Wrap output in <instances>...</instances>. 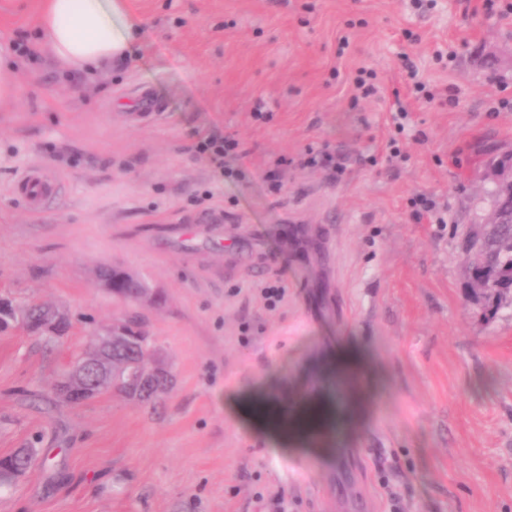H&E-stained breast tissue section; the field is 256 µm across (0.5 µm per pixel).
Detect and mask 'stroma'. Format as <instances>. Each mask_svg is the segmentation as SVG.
<instances>
[{"label": "stroma", "instance_id": "1", "mask_svg": "<svg viewBox=\"0 0 512 512\" xmlns=\"http://www.w3.org/2000/svg\"><path fill=\"white\" fill-rule=\"evenodd\" d=\"M42 4L0 0V56L20 78L0 102V298L72 327L49 342L0 332V456L38 435L51 460L0 488V512H512V304L469 299L462 248L512 155V108L497 107L512 101V13L128 0L145 22L133 55L75 79L39 48ZM405 55L434 102L403 80ZM362 68L378 91L355 102ZM398 97L411 108L399 134ZM229 135L242 153L223 166L198 153ZM310 149L338 169L305 165ZM33 169L56 178L38 213L14 188ZM420 195L444 223L415 220ZM105 265L145 294L99 287ZM266 288L283 299L269 305ZM130 316L168 390L152 404L58 398L89 336ZM349 348L366 395L326 454L281 446L229 404L343 407Z\"/></svg>", "mask_w": 512, "mask_h": 512}]
</instances>
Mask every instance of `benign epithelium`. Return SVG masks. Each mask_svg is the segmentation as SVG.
I'll list each match as a JSON object with an SVG mask.
<instances>
[{
    "label": "benign epithelium",
    "mask_w": 512,
    "mask_h": 512,
    "mask_svg": "<svg viewBox=\"0 0 512 512\" xmlns=\"http://www.w3.org/2000/svg\"><path fill=\"white\" fill-rule=\"evenodd\" d=\"M482 258L470 253L468 284L472 292L483 293L488 289L484 279L478 275ZM26 318L20 320L27 333L36 336L61 338L67 335L71 322L69 317L48 307L25 308ZM126 335L123 328L114 326L90 336L82 356L60 377L56 383V394L71 404H82L100 393L103 384L112 382L113 343ZM136 396H153L156 391L169 387V371L160 365L140 369L131 376Z\"/></svg>",
    "instance_id": "benign-epithelium-1"
}]
</instances>
